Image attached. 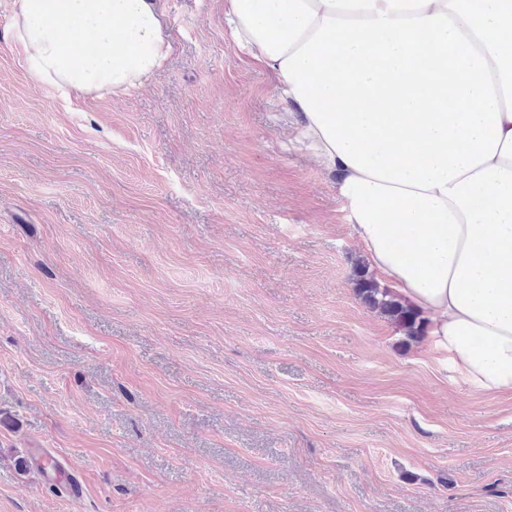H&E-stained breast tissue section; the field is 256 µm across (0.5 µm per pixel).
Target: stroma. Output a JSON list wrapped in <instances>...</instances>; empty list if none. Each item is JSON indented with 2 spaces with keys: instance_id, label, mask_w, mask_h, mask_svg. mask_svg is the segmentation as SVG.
<instances>
[{
  "instance_id": "obj_1",
  "label": "stroma",
  "mask_w": 512,
  "mask_h": 512,
  "mask_svg": "<svg viewBox=\"0 0 512 512\" xmlns=\"http://www.w3.org/2000/svg\"><path fill=\"white\" fill-rule=\"evenodd\" d=\"M160 7L164 71L64 96L0 0V512H512V396L357 296L224 0Z\"/></svg>"
}]
</instances>
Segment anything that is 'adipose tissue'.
Here are the masks:
<instances>
[{"label": "adipose tissue", "mask_w": 512, "mask_h": 512, "mask_svg": "<svg viewBox=\"0 0 512 512\" xmlns=\"http://www.w3.org/2000/svg\"><path fill=\"white\" fill-rule=\"evenodd\" d=\"M368 270L457 378L512 393V0H224ZM24 65L120 97L172 51L157 0H13Z\"/></svg>", "instance_id": "1"}]
</instances>
